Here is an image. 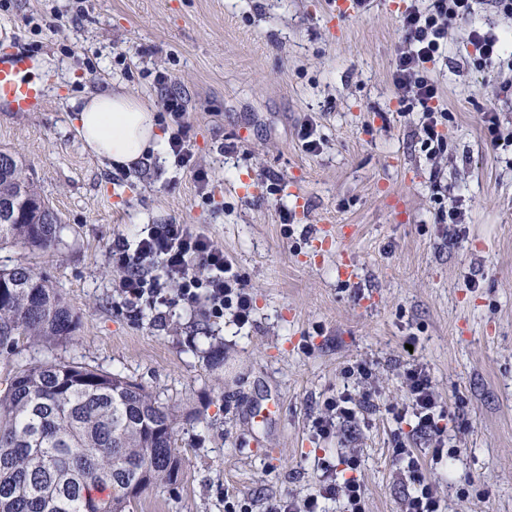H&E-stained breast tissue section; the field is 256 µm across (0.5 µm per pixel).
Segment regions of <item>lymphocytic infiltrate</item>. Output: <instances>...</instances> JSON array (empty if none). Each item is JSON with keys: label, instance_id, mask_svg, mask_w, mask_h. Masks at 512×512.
Listing matches in <instances>:
<instances>
[{"label": "lymphocytic infiltrate", "instance_id": "1", "mask_svg": "<svg viewBox=\"0 0 512 512\" xmlns=\"http://www.w3.org/2000/svg\"><path fill=\"white\" fill-rule=\"evenodd\" d=\"M477 0H431L426 7L408 6L400 15L403 49L396 57L393 83L401 97H412L421 106V143L429 155L443 152L445 141L438 127L445 119L439 107V88L427 68L441 58L448 41L449 28L457 23L469 25L468 38L474 46L477 65L490 64L500 57L502 41L491 32L470 24ZM165 107L176 129L169 138V149L177 165L193 168L200 186H207L209 174L193 167L192 125L185 112L181 95L168 93ZM112 265L122 271L119 284L123 306L131 317L179 300L200 309L214 319L231 314L239 326L251 323L254 305L242 288L240 277L208 236L190 224H149L136 244L124 238L112 242ZM407 401L397 410V423L411 422L413 432L431 440L432 457L455 456L444 436L442 422L445 411L439 404L431 377L423 365L414 364L404 372ZM374 404L372 393L354 397L342 391L325 403V412L312 422L314 433L322 438L338 437L351 442L360 411ZM393 456L408 483L404 512H443L442 500L424 471L415 449L410 448L404 432L394 436ZM344 463L350 478L341 480L329 464H322V475L315 493L303 501L283 497L271 502L267 512H322L326 500L343 501L345 512H366V489L354 478L361 465L358 455H350Z\"/></svg>", "mask_w": 512, "mask_h": 512}]
</instances>
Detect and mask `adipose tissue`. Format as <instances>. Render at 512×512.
Returning <instances> with one entry per match:
<instances>
[{
  "label": "adipose tissue",
  "mask_w": 512,
  "mask_h": 512,
  "mask_svg": "<svg viewBox=\"0 0 512 512\" xmlns=\"http://www.w3.org/2000/svg\"><path fill=\"white\" fill-rule=\"evenodd\" d=\"M76 132L85 148L111 167L127 171L148 156H165L167 139L153 106L125 94L89 97L77 108Z\"/></svg>",
  "instance_id": "ef3b65f1"
}]
</instances>
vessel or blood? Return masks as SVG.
Listing matches in <instances>:
<instances>
[{
	"label": "vessel or blood",
	"mask_w": 512,
	"mask_h": 512,
	"mask_svg": "<svg viewBox=\"0 0 512 512\" xmlns=\"http://www.w3.org/2000/svg\"><path fill=\"white\" fill-rule=\"evenodd\" d=\"M36 60L28 52L17 50L0 54V112H40L45 105V89L51 75L37 81L29 74Z\"/></svg>",
	"instance_id": "vessel-or-blood-1"
}]
</instances>
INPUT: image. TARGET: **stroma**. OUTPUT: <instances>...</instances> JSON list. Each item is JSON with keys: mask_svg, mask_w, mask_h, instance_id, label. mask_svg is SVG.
Masks as SVG:
<instances>
[{"mask_svg": "<svg viewBox=\"0 0 512 512\" xmlns=\"http://www.w3.org/2000/svg\"><path fill=\"white\" fill-rule=\"evenodd\" d=\"M327 0H0V53L28 51L53 80L40 112H0V148L19 154L59 216L57 250L0 246V268L31 267L60 288L79 317L53 347L141 383L174 407L178 485L158 484L127 512H249L283 496L303 501L320 461L361 456L366 512H401L407 483L392 459V411L407 399L403 370L422 364L446 407L457 455L434 461L416 437L445 512H512V69L476 67L461 28L431 67L447 119V149L421 147L422 110L393 85L409 3L366 0L332 19ZM57 16L56 27L45 20ZM186 101L199 189L173 157L123 172L88 153L74 100L127 93L150 102L171 131L157 72ZM493 109L507 146L490 147ZM312 120L319 153L298 131ZM464 198L466 229L436 219L432 183ZM305 208L291 209L289 191ZM191 224L222 249L253 298L251 324L213 321L175 306L130 318L110 252L146 224ZM329 228L335 246L317 248ZM359 278L344 281L342 258ZM365 361L366 382L345 369ZM377 393L356 439L315 437L324 401L347 389ZM270 410L260 423L251 410Z\"/></svg>", "mask_w": 512, "mask_h": 512, "instance_id": "35a3bbf8", "label": "stroma"}]
</instances>
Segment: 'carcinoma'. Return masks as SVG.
<instances>
[{
  "label": "carcinoma",
  "instance_id": "obj_1",
  "mask_svg": "<svg viewBox=\"0 0 512 512\" xmlns=\"http://www.w3.org/2000/svg\"><path fill=\"white\" fill-rule=\"evenodd\" d=\"M0 149V245L51 251L59 219ZM78 316L32 269L0 268V357L20 342L75 335ZM176 411L118 373L52 357L19 363L0 389V512H126L157 483L175 484Z\"/></svg>",
  "mask_w": 512,
  "mask_h": 512
}]
</instances>
